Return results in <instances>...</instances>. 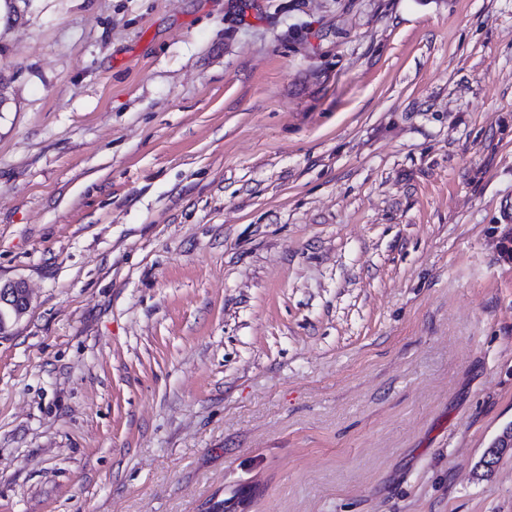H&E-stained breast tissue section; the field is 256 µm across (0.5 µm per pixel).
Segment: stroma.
Returning a JSON list of instances; mask_svg holds the SVG:
<instances>
[{"instance_id":"35a3bbf8","label":"stroma","mask_w":512,"mask_h":512,"mask_svg":"<svg viewBox=\"0 0 512 512\" xmlns=\"http://www.w3.org/2000/svg\"><path fill=\"white\" fill-rule=\"evenodd\" d=\"M512 0H0V512H512ZM29 289L23 279L0 283V334H6L28 311Z\"/></svg>"}]
</instances>
